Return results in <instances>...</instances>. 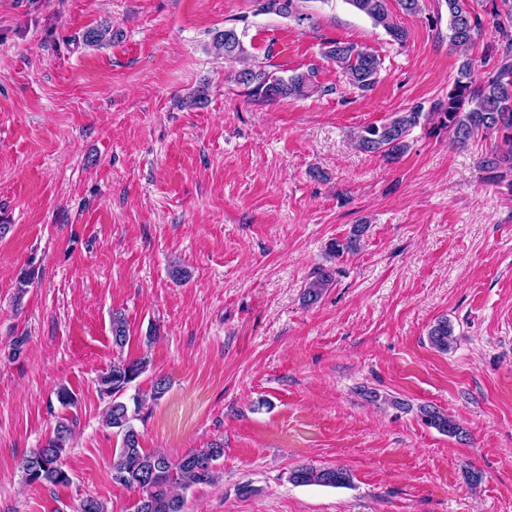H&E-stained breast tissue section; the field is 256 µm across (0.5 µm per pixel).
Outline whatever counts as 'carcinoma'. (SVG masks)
Here are the masks:
<instances>
[{"mask_svg": "<svg viewBox=\"0 0 512 512\" xmlns=\"http://www.w3.org/2000/svg\"><path fill=\"white\" fill-rule=\"evenodd\" d=\"M301 0H261L260 11L288 17L299 9ZM357 12L367 16L374 25L383 28L393 41L403 43L407 31L399 26L390 13L389 0H347ZM448 12L450 38L465 46L481 31L483 19L471 6V0H444ZM485 13L492 18L498 40L487 45L483 64L488 66L480 83L472 80L474 62L464 60L448 94L434 103L432 117L437 127L452 132L457 142L467 143L478 132L498 134L500 143L493 146L483 161V168L493 180L512 176V0H487ZM84 40L91 45L112 41V28L100 25L88 29ZM211 49L224 58L244 59L248 56L244 34L228 27L214 34ZM322 56L336 65L348 85L361 91L371 90L378 82L380 61L373 53L347 42L330 40L324 43ZM237 84L247 94L260 99L280 102L309 97L322 91L316 68L279 75L262 66L249 65L234 75ZM422 107L393 112L381 123H370L359 129L357 147L370 154L397 160L410 148L409 135L420 124ZM365 224L352 226L345 240L333 244L336 256L358 250L367 232ZM334 280L329 268H318L302 293L303 303H316ZM112 346L123 349L129 341V326L125 315L112 312ZM430 345L440 353L454 348L456 337L448 319L436 320L427 332ZM150 361L145 357L112 361L109 370L98 379L101 395L110 398L103 413V424L121 437V447L112 458V481L138 492L133 512H185L183 490L193 485L211 484L217 478V462L224 456V443L214 441L205 448L191 450L178 458L160 451L147 452L140 447V434L133 421L148 402L159 401L169 388L164 377L154 379L150 392L135 393L131 401L122 396L131 384L145 373ZM423 424L451 437L463 438L466 433L456 420L434 406L420 408ZM71 435L70 420L58 422L44 444L24 456L20 462L25 481L29 484L65 486L69 473L61 458ZM289 480L300 486L317 485L344 488L350 485V474L342 467L302 465L294 469Z\"/></svg>", "mask_w": 512, "mask_h": 512, "instance_id": "carcinoma-1", "label": "carcinoma"}]
</instances>
